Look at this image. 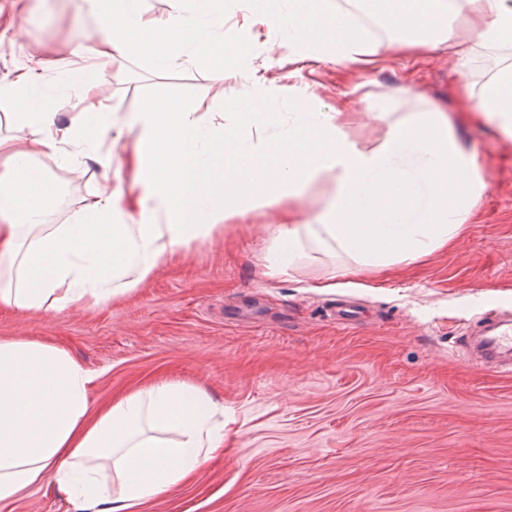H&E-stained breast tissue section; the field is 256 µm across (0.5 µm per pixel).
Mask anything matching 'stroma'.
<instances>
[{"instance_id": "stroma-1", "label": "stroma", "mask_w": 512, "mask_h": 512, "mask_svg": "<svg viewBox=\"0 0 512 512\" xmlns=\"http://www.w3.org/2000/svg\"><path fill=\"white\" fill-rule=\"evenodd\" d=\"M446 58L394 55L373 39L372 73L305 63L288 72L294 50L277 27L256 33L253 69L264 78L308 84L323 104L368 89L395 114L439 103L455 113L461 136L479 153L488 189L475 224L448 249L358 288L320 292L343 275L320 256L270 275L272 225L253 215L197 244L130 294L100 308L73 304L51 314L0 309V339L25 336L67 350L95 379L98 410L157 380L200 384L224 404V453L141 512H512V374L483 372L459 357L467 324L493 308L512 311V142L470 122L460 102L494 55L477 51L466 79L454 76L468 46L464 18ZM84 0H48L23 44H0V76L48 55L47 82L66 68L75 33L93 34ZM414 86L401 94L403 84ZM229 69L216 85L205 67L154 73L128 58L105 89L112 111L131 112L148 96L242 91ZM63 187L52 224H65L100 182L95 163L74 173L51 156L36 159ZM349 303L362 317L336 322ZM0 512H73L50 482L0 502Z\"/></svg>"}]
</instances>
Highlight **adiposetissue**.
<instances>
[{"label":"adipose tissue","instance_id":"obj_1","mask_svg":"<svg viewBox=\"0 0 512 512\" xmlns=\"http://www.w3.org/2000/svg\"><path fill=\"white\" fill-rule=\"evenodd\" d=\"M97 30L77 34L58 83L77 92V115L57 124L59 99L43 88L46 62L32 56L0 77L11 100L14 133L0 137V308L57 312L99 306L151 280L175 254L228 225L272 211L277 229L267 261L284 274L332 254L357 271L412 264L447 248L474 223L488 184L477 155L457 137L441 105L388 124L377 145L347 131L343 107L316 108L292 86L286 118L271 112L277 84L263 96L228 97L230 124L209 117L204 97L159 95L115 116L104 93L115 57H138L159 74L178 64L207 67L215 81L247 71L249 37L276 24L299 59L371 72L377 59L363 28L335 0H167L150 14L146 0H86ZM395 30L394 48L423 56L469 37L496 51L495 66L470 104L476 121L512 142V0H364ZM240 16L232 32L225 14ZM129 134L120 166L102 154L109 134ZM77 168L92 160L106 181L70 224L48 223L58 205L54 175L35 155ZM131 180H124V171ZM336 184L316 210H285L322 176ZM94 380L66 350L36 339L0 340V501L52 478L74 512H139L199 471L224 447V405L191 382L159 380L90 415Z\"/></svg>","mask_w":512,"mask_h":512}]
</instances>
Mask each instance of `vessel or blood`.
<instances>
[{
  "label": "vessel or blood",
  "instance_id": "vessel-or-blood-1",
  "mask_svg": "<svg viewBox=\"0 0 512 512\" xmlns=\"http://www.w3.org/2000/svg\"><path fill=\"white\" fill-rule=\"evenodd\" d=\"M468 336L477 337L480 359H473L470 352H463L464 361L488 370L505 369L512 372V314L492 309L480 316L467 328Z\"/></svg>",
  "mask_w": 512,
  "mask_h": 512
}]
</instances>
